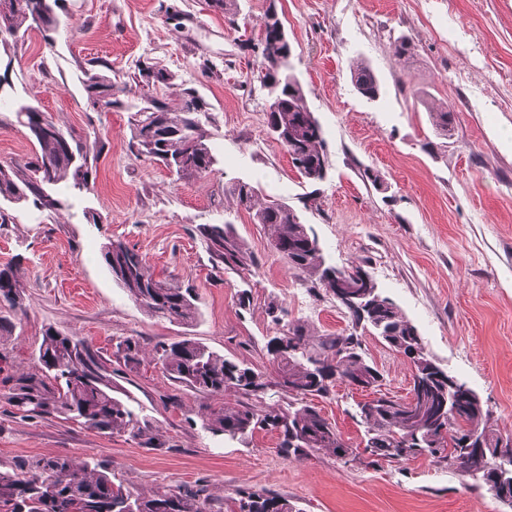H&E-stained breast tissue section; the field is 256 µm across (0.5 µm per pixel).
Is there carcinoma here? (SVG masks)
<instances>
[{
	"label": "carcinoma",
	"mask_w": 512,
	"mask_h": 512,
	"mask_svg": "<svg viewBox=\"0 0 512 512\" xmlns=\"http://www.w3.org/2000/svg\"><path fill=\"white\" fill-rule=\"evenodd\" d=\"M5 25L14 32L22 29L47 32L57 28L59 0H8ZM211 7L224 13L225 22L237 27V0H210ZM284 27L275 6L264 13L261 32L266 37L254 45L259 67L257 79L276 108L267 113V126L276 129L282 146L297 173L309 184L325 179V141L318 120L309 111L303 87L292 76L290 61L279 57L270 35ZM394 56L406 63L416 55L415 45L400 39L392 44ZM154 75L153 83L171 84L173 75L146 64L140 78ZM357 93L370 102L383 94L374 69L360 63L350 71ZM90 103L95 97L112 95V78L101 71L85 72L81 79ZM153 103L154 112L144 111ZM128 106L135 110L133 144L140 155L152 160L179 179L201 177L212 172L215 163L210 133L205 127L208 113L204 102L191 88L183 89L178 111L140 90ZM30 105L19 103L17 122L28 130L35 147L34 157L24 163L0 164V200L34 209L57 211L67 195L88 188L97 173L99 152L88 140L72 130L47 120L49 129L36 123ZM436 135L448 138L454 122L451 106L428 107ZM224 195L260 226L271 248L287 260L288 269L307 291L330 294L335 288L336 266L325 261L319 240L302 217L277 201L258 204L255 187L244 180L224 184ZM196 231L205 245L213 267L237 274L245 288L239 291V305L251 306L249 276L257 258L230 222L199 224ZM112 279L146 313L182 326L194 325L200 317L198 296L169 274H156L145 259L120 240L112 250L103 251ZM23 288L9 267L0 268V305L12 313L22 310ZM271 335L264 345L273 366L263 372L208 344L185 336L153 347L152 362L172 383L207 395L215 401L205 407L202 429L214 437L248 444L260 430L278 436V448L285 457L300 461L312 452L328 451L340 459L354 455L367 465L381 461L403 463L419 455L456 466L465 478L484 487L500 503L512 508V456L503 460L490 452L501 443L512 449V436H504L489 421V409L482 401L465 403L446 415L438 438L426 440L428 430L410 418L402 407L382 406L360 419L364 436L353 446L308 399L326 397L337 382L350 384L357 377L381 386L383 375L368 359L362 347V333L381 338L388 347L409 360L413 373L429 380L422 393L425 416L448 396L445 384L435 379L440 366L425 351L421 337L399 308L378 287L371 288L366 307L348 311L351 329L319 334L309 321L290 317L273 297L265 304ZM145 346L129 336L116 344L113 359H105L83 338L49 327L38 349V366L18 376L8 375L3 398L23 417H58L83 429L104 435L125 436L145 447L158 448L156 427L122 398L126 391L116 381L120 367L133 370L141 365ZM117 367H112V364ZM234 391L242 401L229 404L224 393ZM255 399L260 406L247 403ZM471 432L484 436L485 451H469L464 444ZM235 512H300L289 499L273 492L238 491ZM0 512H211L206 488L198 485L184 491L157 490L139 494L116 478L112 468L92 457L76 460L52 455L7 465L0 463Z\"/></svg>",
	"instance_id": "1"
}]
</instances>
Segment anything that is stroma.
Returning <instances> with one entry per match:
<instances>
[{"label": "stroma", "instance_id": "obj_1", "mask_svg": "<svg viewBox=\"0 0 512 512\" xmlns=\"http://www.w3.org/2000/svg\"><path fill=\"white\" fill-rule=\"evenodd\" d=\"M271 6L326 141L327 177L315 190L268 138L256 57L243 48L258 38ZM58 15L55 30L30 31L0 48V98L40 107L85 135L100 157L88 190L69 196L61 210L0 204L12 216L0 226V267L12 265L25 292V311L0 346L15 372L36 363L50 326L84 338L106 358L126 336L149 349L192 336L266 370L264 302L271 294L318 331L350 329L347 311L309 293L225 196V182L240 179L257 186L261 199L299 211L328 263L368 270L417 327L427 353L512 435V0H239L235 30L208 0H60ZM400 36L417 49L411 64L393 55ZM360 62L380 78L378 101L364 100L350 82ZM146 63L175 76L173 85L152 89L168 108H180L185 86L207 103L217 149L212 173L178 181L145 160L132 144L130 112L96 111L79 83L84 70L102 64L116 86H130ZM431 103L454 110L448 138L433 132ZM33 151L14 112L1 110L0 163ZM369 169L382 175V187L366 178ZM224 221L260 260L247 311L238 306V277L213 269L195 232ZM111 239L134 247L155 273L195 288L199 321L172 324L136 305L104 262L102 246ZM364 345L383 392L407 398V360L376 336L365 335ZM118 382L158 427L164 447L57 418L24 419L0 399V462L92 455L138 493L205 484L226 512L241 488L274 491L302 512H512L454 467L425 456L378 466L325 452L294 461L278 453L270 433L247 445L212 438L200 428L205 397L171 384L150 361L123 370ZM363 397L340 383L313 404L354 445L363 435L354 417Z\"/></svg>", "mask_w": 512, "mask_h": 512}]
</instances>
